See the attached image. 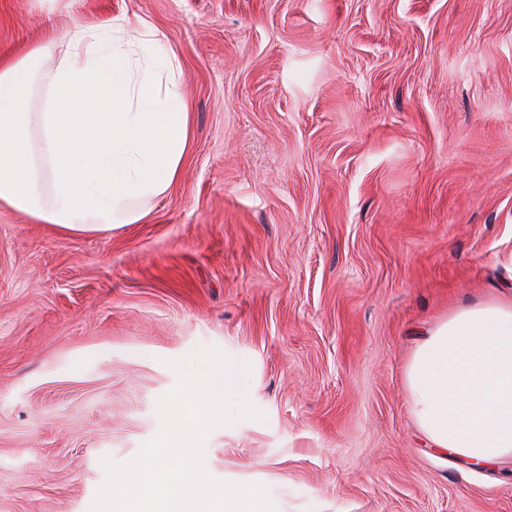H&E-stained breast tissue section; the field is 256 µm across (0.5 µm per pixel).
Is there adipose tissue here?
Instances as JSON below:
<instances>
[{
    "instance_id": "obj_1",
    "label": "adipose tissue",
    "mask_w": 512,
    "mask_h": 512,
    "mask_svg": "<svg viewBox=\"0 0 512 512\" xmlns=\"http://www.w3.org/2000/svg\"><path fill=\"white\" fill-rule=\"evenodd\" d=\"M60 43L58 63L44 65ZM41 90L43 109L32 103ZM190 126L177 57L144 20L77 24L64 41L0 57V209L71 234L142 223L179 176ZM407 383L431 447L477 465L512 457V302L428 331Z\"/></svg>"
}]
</instances>
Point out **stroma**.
Listing matches in <instances>:
<instances>
[{
	"mask_svg": "<svg viewBox=\"0 0 512 512\" xmlns=\"http://www.w3.org/2000/svg\"><path fill=\"white\" fill-rule=\"evenodd\" d=\"M127 15L181 64L191 145L141 224L0 210V512H89L219 348L265 414L217 480L276 512H512V458L429 448L406 367L512 299V0H0V56Z\"/></svg>",
	"mask_w": 512,
	"mask_h": 512,
	"instance_id": "1",
	"label": "stroma"
}]
</instances>
